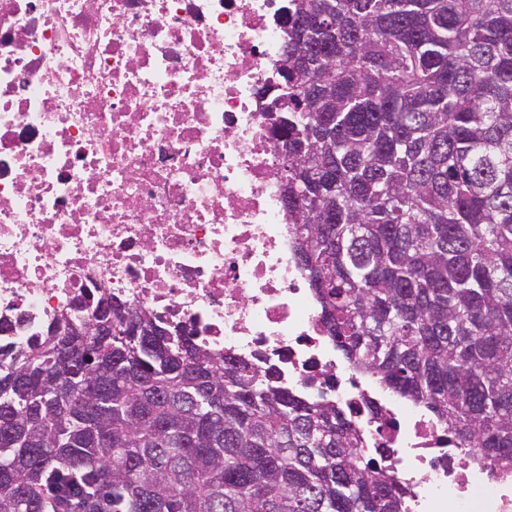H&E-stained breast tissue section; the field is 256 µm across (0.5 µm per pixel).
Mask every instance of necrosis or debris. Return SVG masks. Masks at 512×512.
Segmentation results:
<instances>
[{"label": "necrosis or debris", "instance_id": "necrosis-or-debris-1", "mask_svg": "<svg viewBox=\"0 0 512 512\" xmlns=\"http://www.w3.org/2000/svg\"><path fill=\"white\" fill-rule=\"evenodd\" d=\"M284 0H0V348L101 294L335 402L406 512H512V472L382 397L294 257L276 81Z\"/></svg>", "mask_w": 512, "mask_h": 512}]
</instances>
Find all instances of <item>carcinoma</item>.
<instances>
[{
	"instance_id": "1",
	"label": "carcinoma",
	"mask_w": 512,
	"mask_h": 512,
	"mask_svg": "<svg viewBox=\"0 0 512 512\" xmlns=\"http://www.w3.org/2000/svg\"><path fill=\"white\" fill-rule=\"evenodd\" d=\"M285 62L329 336L512 470V0H288ZM0 356V512H404L335 403L150 316Z\"/></svg>"
}]
</instances>
